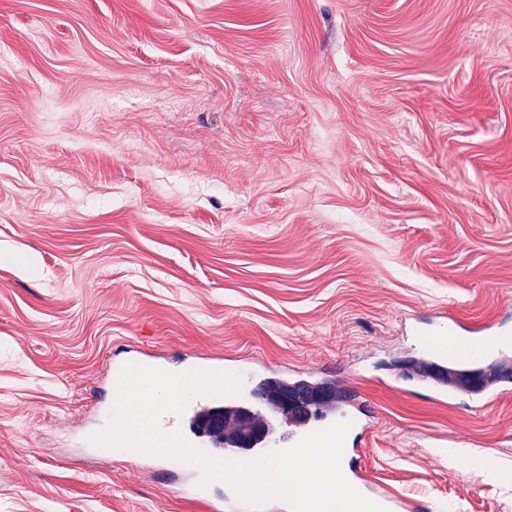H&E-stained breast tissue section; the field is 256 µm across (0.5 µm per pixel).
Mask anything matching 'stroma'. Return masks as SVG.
<instances>
[{
  "instance_id": "1",
  "label": "stroma",
  "mask_w": 512,
  "mask_h": 512,
  "mask_svg": "<svg viewBox=\"0 0 512 512\" xmlns=\"http://www.w3.org/2000/svg\"><path fill=\"white\" fill-rule=\"evenodd\" d=\"M448 320L512 336V0H0V512L226 497L89 446L125 345L322 371L370 494L512 512V359L404 367Z\"/></svg>"
}]
</instances>
